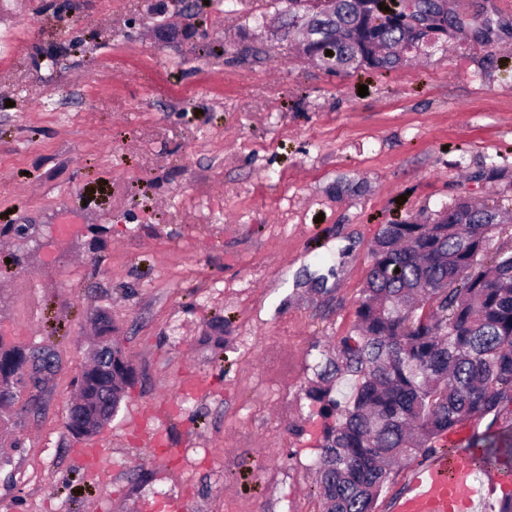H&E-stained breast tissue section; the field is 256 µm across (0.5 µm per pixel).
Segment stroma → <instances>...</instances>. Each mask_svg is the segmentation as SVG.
<instances>
[{"mask_svg": "<svg viewBox=\"0 0 512 512\" xmlns=\"http://www.w3.org/2000/svg\"><path fill=\"white\" fill-rule=\"evenodd\" d=\"M281 8L0 0V222L29 228L0 235V342L60 360L4 436L0 512H320L305 390L383 226L512 199V37L336 74L262 41ZM100 310L138 373L104 483L65 425Z\"/></svg>", "mask_w": 512, "mask_h": 512, "instance_id": "35a3bbf8", "label": "stroma"}]
</instances>
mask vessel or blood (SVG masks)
I'll use <instances>...</instances> for the list:
<instances>
[{
	"instance_id": "obj_1",
	"label": "vessel or blood",
	"mask_w": 512,
	"mask_h": 512,
	"mask_svg": "<svg viewBox=\"0 0 512 512\" xmlns=\"http://www.w3.org/2000/svg\"><path fill=\"white\" fill-rule=\"evenodd\" d=\"M490 492L512 491V466L476 467L470 455L435 452L410 477L407 488L390 502V512H472L476 481Z\"/></svg>"
}]
</instances>
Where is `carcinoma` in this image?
<instances>
[{
    "label": "carcinoma",
    "instance_id": "carcinoma-1",
    "mask_svg": "<svg viewBox=\"0 0 512 512\" xmlns=\"http://www.w3.org/2000/svg\"><path fill=\"white\" fill-rule=\"evenodd\" d=\"M284 24L306 26L309 58L331 73L390 71L425 50L434 33L474 36L492 46L507 34L499 10L461 8L457 0H283ZM332 55H327V51ZM512 209L498 199L457 198L422 222L386 224L358 299L356 325L342 337L306 395L326 419L317 466L322 512H374L395 466L434 451L443 434L499 417L512 406V248L492 247ZM400 272H395V269ZM94 363L75 379L67 407L72 435L93 437L118 411L137 371L96 318ZM59 367L51 342L30 348L0 343V423L18 426L14 407L41 403ZM356 381L331 396L332 383ZM480 463H512V427L475 439Z\"/></svg>",
    "mask_w": 512,
    "mask_h": 512
}]
</instances>
